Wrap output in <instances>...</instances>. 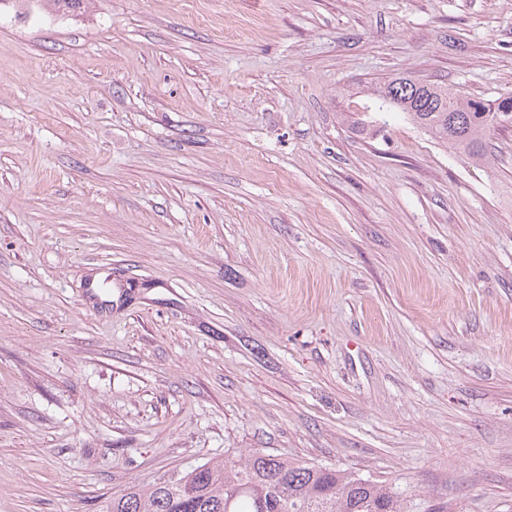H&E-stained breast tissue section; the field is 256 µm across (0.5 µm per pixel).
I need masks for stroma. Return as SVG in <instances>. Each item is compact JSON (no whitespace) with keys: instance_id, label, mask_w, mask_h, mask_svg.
<instances>
[{"instance_id":"obj_1","label":"stroma","mask_w":512,"mask_h":512,"mask_svg":"<svg viewBox=\"0 0 512 512\" xmlns=\"http://www.w3.org/2000/svg\"><path fill=\"white\" fill-rule=\"evenodd\" d=\"M399 75L512 93V0H0V512L253 448L512 512V125L351 129Z\"/></svg>"}]
</instances>
